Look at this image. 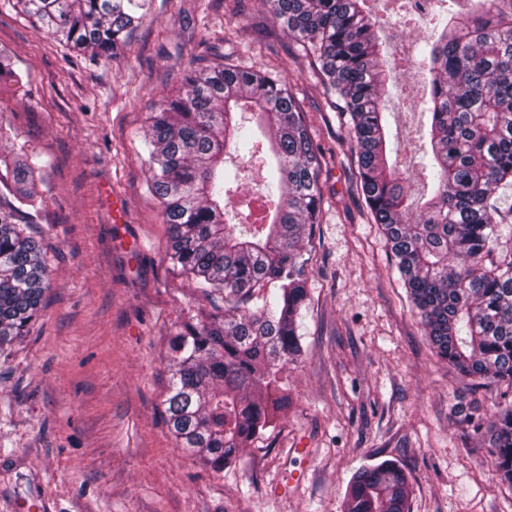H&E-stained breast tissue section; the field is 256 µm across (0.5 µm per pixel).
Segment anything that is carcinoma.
<instances>
[{"mask_svg": "<svg viewBox=\"0 0 512 512\" xmlns=\"http://www.w3.org/2000/svg\"><path fill=\"white\" fill-rule=\"evenodd\" d=\"M314 58V70L349 116L359 190L380 225L408 297L440 360L461 378L512 391V249L498 250L496 192L512 186V0H435L432 33L407 67L429 92L418 155L430 195L402 183L406 150L391 135L386 63L370 0H265ZM386 23L408 26V0ZM69 49L113 58L152 0H3ZM24 74L0 53V80ZM151 189L169 226L170 259L224 305L199 312L175 337L163 403L178 447L216 473L261 437L288 403V366L301 361L298 320L308 299L306 241L319 223L320 153L292 87L279 72L224 64L184 75L183 91L149 117ZM0 362L40 316L51 287L41 238L42 166L0 125ZM265 152L262 213L229 183ZM500 480L512 488V402L488 431ZM408 481L393 461L358 469L347 512H409Z\"/></svg>", "mask_w": 512, "mask_h": 512, "instance_id": "obj_1", "label": "carcinoma"}]
</instances>
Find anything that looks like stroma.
<instances>
[{
  "label": "stroma",
  "instance_id": "stroma-1",
  "mask_svg": "<svg viewBox=\"0 0 512 512\" xmlns=\"http://www.w3.org/2000/svg\"><path fill=\"white\" fill-rule=\"evenodd\" d=\"M233 14L242 35L224 33ZM0 52L26 74L0 84V121L44 167L33 230L52 278L0 366V512H346L352 474L384 460L404 469L410 512H512L486 435L457 414L474 401L492 421L501 391L469 386L429 345L357 192L348 127L264 0H153L114 59L0 8ZM219 62L288 76L324 158V205L289 403L217 475L164 421L173 339L210 303L169 262L147 129L186 72ZM399 82L391 130L418 146L426 119L406 103L424 81L406 70Z\"/></svg>",
  "mask_w": 512,
  "mask_h": 512
}]
</instances>
